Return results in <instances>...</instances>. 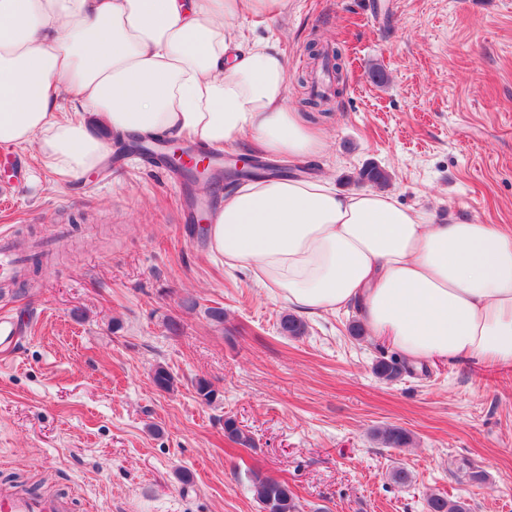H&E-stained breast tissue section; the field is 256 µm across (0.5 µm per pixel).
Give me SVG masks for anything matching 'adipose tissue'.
<instances>
[{"label": "adipose tissue", "instance_id": "1", "mask_svg": "<svg viewBox=\"0 0 512 512\" xmlns=\"http://www.w3.org/2000/svg\"><path fill=\"white\" fill-rule=\"evenodd\" d=\"M288 0H0V145H35L45 171L98 170L117 137L190 136L265 154H326L288 104L283 54L239 24ZM211 252L310 315L356 309L407 360L512 365V230L430 224L386 192L325 178L261 179L225 193Z\"/></svg>", "mask_w": 512, "mask_h": 512}]
</instances>
